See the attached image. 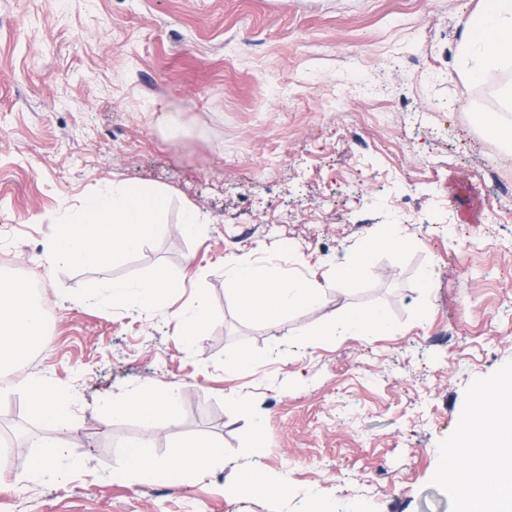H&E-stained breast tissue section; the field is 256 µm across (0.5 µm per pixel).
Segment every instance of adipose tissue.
Here are the masks:
<instances>
[{"instance_id": "1", "label": "adipose tissue", "mask_w": 512, "mask_h": 512, "mask_svg": "<svg viewBox=\"0 0 512 512\" xmlns=\"http://www.w3.org/2000/svg\"><path fill=\"white\" fill-rule=\"evenodd\" d=\"M456 54L469 65L473 78L491 72L509 75L498 96L502 111L511 113L512 0H484L480 13L467 22ZM167 203V195L159 189L127 182L101 186L70 213L59 233L46 241V261L51 265L117 264L146 240L165 233L162 216ZM407 240L404 225H389L382 237L367 240L351 261L337 267V278L358 280L375 252L402 246ZM225 272L235 285L240 306L252 315L316 309L322 304L321 288L315 282L266 273L246 255L226 263ZM177 287V282L160 274L135 282L115 280L103 288L96 302L105 310L130 301L151 308ZM44 329L43 308L30 289L21 279L0 277V370L21 363L38 349L44 342ZM369 331L379 336L393 333L384 310L346 311L318 330L316 336L329 341ZM23 388L32 412L56 436L32 457L18 479L26 485L66 480L80 469L68 441L76 428L73 408L77 400L40 375L27 376ZM127 415L139 419L144 435L126 445L116 478L156 485L170 483L177 476L191 481L224 462L223 441L210 437L184 441L179 453L167 459L150 454L153 430L161 424L174 427L180 422L178 385L152 386L142 394L112 401L102 408L107 422ZM459 447L461 459L449 469L458 512H512V374L472 397L470 414L460 430Z\"/></svg>"}]
</instances>
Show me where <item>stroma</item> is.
I'll return each instance as SVG.
<instances>
[{
    "instance_id": "stroma-1",
    "label": "stroma",
    "mask_w": 512,
    "mask_h": 512,
    "mask_svg": "<svg viewBox=\"0 0 512 512\" xmlns=\"http://www.w3.org/2000/svg\"><path fill=\"white\" fill-rule=\"evenodd\" d=\"M480 9L0 0V274L40 282L47 319L35 360L0 376V512H456L446 454L475 388L512 367V196L498 194L512 187V147L483 125L504 77L471 80L455 53ZM167 112L181 117L179 142L163 134ZM112 181L166 191V234L115 265H46L44 242ZM190 205L209 219L198 238L180 231ZM396 215L409 242L381 249L357 281L337 280ZM243 254L322 285L321 307L246 314L224 273ZM158 272L181 288L154 313L73 301ZM199 294L213 320L188 348L170 318ZM376 307L393 335L305 341L337 313ZM241 350L251 364L225 371ZM32 374L76 393L82 469L31 487L18 507L16 474L54 436L30 411ZM168 383L181 420L153 432L151 453L218 437L223 466L167 485L113 479L142 427L132 416L104 425L101 405ZM250 471L292 488L225 493Z\"/></svg>"
}]
</instances>
